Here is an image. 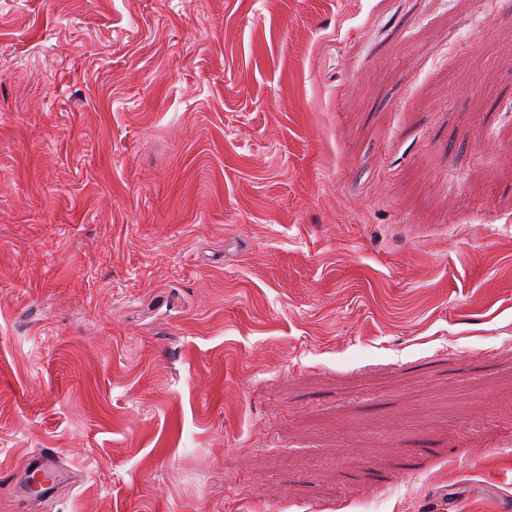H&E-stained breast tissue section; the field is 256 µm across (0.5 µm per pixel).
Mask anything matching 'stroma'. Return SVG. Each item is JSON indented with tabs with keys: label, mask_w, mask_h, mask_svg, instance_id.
I'll list each match as a JSON object with an SVG mask.
<instances>
[{
	"label": "stroma",
	"mask_w": 512,
	"mask_h": 512,
	"mask_svg": "<svg viewBox=\"0 0 512 512\" xmlns=\"http://www.w3.org/2000/svg\"><path fill=\"white\" fill-rule=\"evenodd\" d=\"M508 498L512 0H0V512Z\"/></svg>",
	"instance_id": "obj_1"
}]
</instances>
